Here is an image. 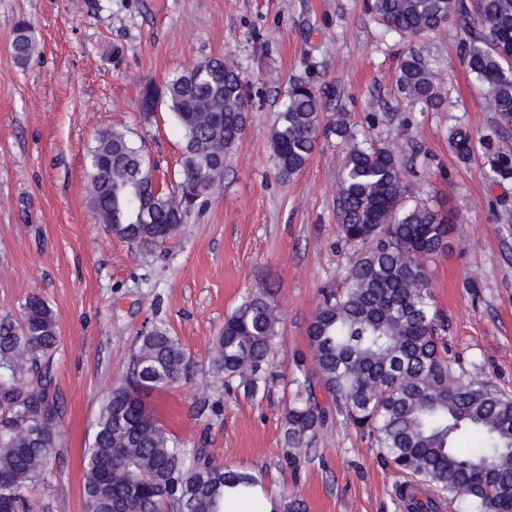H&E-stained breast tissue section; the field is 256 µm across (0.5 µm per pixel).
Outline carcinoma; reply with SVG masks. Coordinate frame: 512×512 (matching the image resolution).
<instances>
[{"mask_svg":"<svg viewBox=\"0 0 512 512\" xmlns=\"http://www.w3.org/2000/svg\"><path fill=\"white\" fill-rule=\"evenodd\" d=\"M388 32L409 37L451 22L466 32L463 51L500 128H512V0H368ZM28 66L35 44L25 23L10 43ZM398 88L423 111L444 102L427 60H403ZM324 91L293 82L271 130L279 175L309 162L323 121ZM183 132L175 189L155 186V168L129 135H98L87 155L89 204L107 231L142 254L173 241L224 174L247 123L245 82L220 58L199 61L163 91ZM334 131L347 145L339 173L338 231L355 247L342 287L321 294L307 329L311 361L301 360L283 416L284 458L292 469L308 458L329 422L340 417L375 440L384 460L411 477L424 499L400 501L401 512H512V396L482 372L458 373L437 310L425 260L449 247L454 225L426 207L405 206L412 165L386 146L367 144L345 115ZM459 155L473 137L452 134ZM486 176H512V157L496 154ZM267 284L247 292L224 319L208 353L211 383L227 393H257L276 347L279 315ZM60 343L52 309L33 295L16 320L0 315V512H42L23 494L40 479L57 447L64 408L52 391L50 358ZM197 373V364L162 322L137 337L127 365L109 387L83 461L86 512H224V497L253 498L262 478L224 467L204 448L188 451L147 398ZM327 396L322 403L317 393ZM271 512H307L295 493L271 501Z\"/></svg>","mask_w":512,"mask_h":512,"instance_id":"obj_1","label":"carcinoma"}]
</instances>
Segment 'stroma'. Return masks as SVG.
<instances>
[{
  "label": "stroma",
  "instance_id": "1",
  "mask_svg": "<svg viewBox=\"0 0 512 512\" xmlns=\"http://www.w3.org/2000/svg\"><path fill=\"white\" fill-rule=\"evenodd\" d=\"M367 0H0V315L20 317L29 296L52 308L60 344L50 373L64 414L58 446L27 496L43 512H85L82 459L116 369L136 336L164 322L199 366L225 317L257 283H273L277 353L254 396L227 397L201 371L156 392L153 403L187 448L262 473L264 490L299 494L308 512H399L402 474L372 437L337 421L291 471L282 419L295 360L319 291L354 259L337 230L336 187L345 155L318 133L309 163L278 174L271 128L290 82L326 92V119L345 114L374 142L416 156L408 206L455 218L451 250L427 259L448 343L464 372L480 367L512 394V178H487L493 153H512V129L469 72L465 33L451 24L409 42L384 32ZM27 22L37 50L27 68L9 44ZM439 75L445 104L424 112L398 89L409 48ZM231 61L249 91L245 132L204 206L179 236L143 255L109 235L87 203L86 155L98 133L129 131L145 146L155 179H177L182 132L161 92L168 79L210 57ZM160 95L144 116L145 86ZM474 147L460 159L453 128ZM212 409L197 415L200 401Z\"/></svg>",
  "mask_w": 512,
  "mask_h": 512
}]
</instances>
